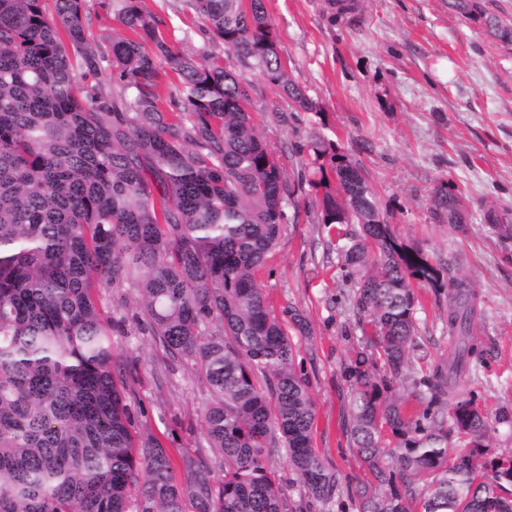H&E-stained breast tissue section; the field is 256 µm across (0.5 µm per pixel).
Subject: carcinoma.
Wrapping results in <instances>:
<instances>
[{
	"mask_svg": "<svg viewBox=\"0 0 512 512\" xmlns=\"http://www.w3.org/2000/svg\"><path fill=\"white\" fill-rule=\"evenodd\" d=\"M236 55L288 99L278 122L320 113L288 76L264 0H183ZM501 41L512 28L483 0H454ZM88 0H0V512H306L338 490L313 446L315 406L285 321L258 272L286 223L290 182L252 118L255 88L213 53L167 42L142 0H112L129 35L112 39V92L79 86L104 51L86 24ZM179 84L164 107L161 64ZM307 180L321 223L337 227L336 254L352 279L361 346L343 366L350 439L371 478L349 492L352 512H512V456L490 457L489 419L456 397L477 355L476 294L448 284V359L416 379L419 298L411 280L436 283L383 217L364 169L317 137ZM353 214L350 229L338 215ZM463 197L440 190L431 214L463 230ZM128 284L140 328L170 358L204 375L200 409L215 457L180 458L153 437L135 440L113 374V327L96 290ZM411 379L419 412L391 396ZM452 407L453 416L445 408ZM467 448L448 460V428ZM399 439L386 462L382 436ZM282 453L309 502L288 500L271 468Z\"/></svg>",
	"mask_w": 512,
	"mask_h": 512,
	"instance_id": "cac0c4a2",
	"label": "carcinoma"
}]
</instances>
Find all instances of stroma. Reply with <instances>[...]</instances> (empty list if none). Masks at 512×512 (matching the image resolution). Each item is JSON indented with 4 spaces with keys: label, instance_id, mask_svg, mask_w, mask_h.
Instances as JSON below:
<instances>
[{
    "label": "stroma",
    "instance_id": "obj_1",
    "mask_svg": "<svg viewBox=\"0 0 512 512\" xmlns=\"http://www.w3.org/2000/svg\"><path fill=\"white\" fill-rule=\"evenodd\" d=\"M331 0H264L289 76L319 104L273 123L268 108L284 99L256 70L244 71L258 92L254 119L297 189L285 210L299 219L282 225L259 281L275 314L294 309L308 334L289 329L297 363L316 407L314 446L341 484L362 479L365 467L348 432L349 394L341 367L357 346L355 317L336 254V233L320 224L319 206L300 184L309 156L301 145L336 140L365 170L394 234L424 254L448 280L461 263L477 294L476 335L483 347L457 385L490 418L492 456L512 455V238L485 223L486 203L512 221V46L499 42L484 20L463 17L452 0H357L337 15ZM164 22L167 40L189 56L222 53L202 22L180 0H144ZM449 186L466 200L467 230L434 223L436 190ZM418 348L411 355L426 373L453 349L448 290L414 282ZM114 374L133 415V430L155 437L173 457L209 455L198 416L209 400L204 377L189 364L172 366L152 336L126 326L112 336Z\"/></svg>",
    "mask_w": 512,
    "mask_h": 512
}]
</instances>
